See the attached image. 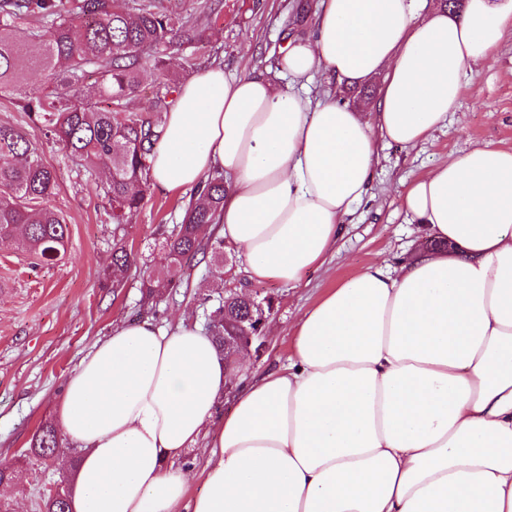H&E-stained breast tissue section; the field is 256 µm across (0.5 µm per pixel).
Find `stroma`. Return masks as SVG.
I'll list each match as a JSON object with an SVG mask.
<instances>
[{"label": "stroma", "mask_w": 512, "mask_h": 512, "mask_svg": "<svg viewBox=\"0 0 512 512\" xmlns=\"http://www.w3.org/2000/svg\"><path fill=\"white\" fill-rule=\"evenodd\" d=\"M314 2L223 0L206 40L181 55L186 79L215 64L231 72L246 63L271 65L289 33L312 30ZM473 79L456 113L428 141L413 149L381 146L374 197L357 208L322 267L296 284L255 282L243 254L227 241L223 279L211 274V259L201 260L185 270L180 288L153 308L142 303L144 286L161 272L166 240L181 224L193 189H151L129 223L116 224L105 170L85 168L62 147L37 138L44 163L58 174L47 203L63 215L68 240L65 254L51 264L17 241H0V462L21 466L24 476L22 488L12 489L7 498L10 512H39L40 495L65 480L61 462L31 466L24 464L23 454L39 425L53 420L80 360L116 325L147 319L169 326L184 315L202 328L221 296L243 291L270 298L267 324L276 333L266 337L260 355H249L237 374L243 381L287 363L294 326L328 289L368 264L394 265L425 250L431 239L423 225L409 223L401 204L402 186L472 146L492 143L512 149V34L475 70ZM119 241L132 251L134 262L124 287L115 290L104 269Z\"/></svg>", "instance_id": "35a3bbf8"}]
</instances>
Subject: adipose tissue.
<instances>
[{
  "instance_id": "1",
  "label": "adipose tissue",
  "mask_w": 512,
  "mask_h": 512,
  "mask_svg": "<svg viewBox=\"0 0 512 512\" xmlns=\"http://www.w3.org/2000/svg\"><path fill=\"white\" fill-rule=\"evenodd\" d=\"M512 33V0H318L274 72L181 85L150 168L165 189L226 181L220 232L252 279L300 282L371 197L380 143L445 126ZM327 83L374 84L361 110ZM438 249L374 263L298 321L287 365L217 404L236 358L178 323L113 328L68 378L70 512H512V150L477 145L405 185ZM202 486L175 461L200 436Z\"/></svg>"
}]
</instances>
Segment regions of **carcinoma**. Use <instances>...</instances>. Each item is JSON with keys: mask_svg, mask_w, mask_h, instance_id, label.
I'll return each mask as SVG.
<instances>
[{"mask_svg": "<svg viewBox=\"0 0 512 512\" xmlns=\"http://www.w3.org/2000/svg\"><path fill=\"white\" fill-rule=\"evenodd\" d=\"M37 18L42 26L28 33L16 21ZM209 17L187 20L163 0H0V97L22 100L32 128L89 169L109 170L107 193L115 224H126L150 190L149 159L161 139L165 114L181 77L175 56L201 41ZM153 61L152 116L132 115L128 100L142 91L141 77ZM41 85L31 87L30 72ZM96 75L89 94L86 75ZM56 171L32 147L29 133L0 124V239L22 233L20 244L44 262L65 251L68 228L63 217L37 203L51 193ZM224 205V173L217 170L197 186L182 223L166 241V275L149 283L145 297L179 286V273L204 253L200 228L219 222ZM132 263L121 245L112 251L108 276L120 278ZM245 292L228 296L210 318V335L219 350L224 337L241 331L257 309ZM61 448L56 426L42 424L33 435L28 459L42 465Z\"/></svg>", "mask_w": 512, "mask_h": 512, "instance_id": "carcinoma-1", "label": "carcinoma"}]
</instances>
